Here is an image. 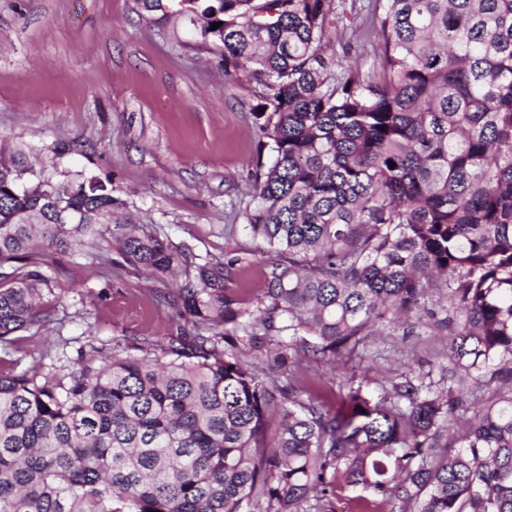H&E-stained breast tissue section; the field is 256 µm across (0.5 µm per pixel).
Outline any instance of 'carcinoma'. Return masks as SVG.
<instances>
[{"label": "carcinoma", "instance_id": "carcinoma-1", "mask_svg": "<svg viewBox=\"0 0 512 512\" xmlns=\"http://www.w3.org/2000/svg\"><path fill=\"white\" fill-rule=\"evenodd\" d=\"M137 2L202 17L224 75L265 89L245 218L273 261L246 302L242 258L126 223L112 181L0 163V342L51 322L48 254L91 252L104 224L124 263L184 275L167 341L0 372V512H335L346 488L369 512H512V0H374L377 77L326 56L333 0ZM425 316L451 372L509 382L451 442L462 401L418 375L350 378L334 412L255 380L254 350L334 361Z\"/></svg>", "mask_w": 512, "mask_h": 512}]
</instances>
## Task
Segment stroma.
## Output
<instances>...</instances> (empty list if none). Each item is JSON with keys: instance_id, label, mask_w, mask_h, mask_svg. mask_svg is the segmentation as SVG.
I'll use <instances>...</instances> for the list:
<instances>
[{"instance_id": "1", "label": "stroma", "mask_w": 512, "mask_h": 512, "mask_svg": "<svg viewBox=\"0 0 512 512\" xmlns=\"http://www.w3.org/2000/svg\"><path fill=\"white\" fill-rule=\"evenodd\" d=\"M371 11V0H335L329 17L330 53L349 55L364 74L379 46ZM260 93L246 76L225 77L219 57L196 45L188 19L158 27L136 0H0V162H23L57 183L69 170L111 179L129 223L153 225L160 239L203 257H242L231 286L249 302L260 297L271 262L243 216ZM100 243L97 259L56 257L47 271L54 320L18 344L0 343V369L54 360L67 339L176 335L177 320L159 300L172 283L117 265L108 238ZM448 341L447 331L427 324L369 337L333 365L309 356L280 367L261 353L253 361L262 377L294 381L302 399L326 410L349 378L377 393L420 369L437 388L461 392L465 421L493 388L449 381Z\"/></svg>"}]
</instances>
